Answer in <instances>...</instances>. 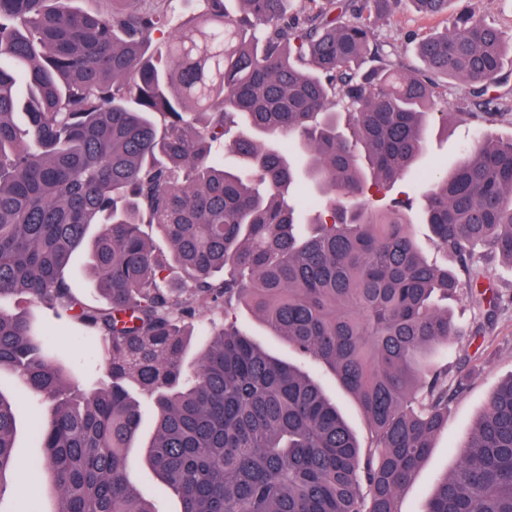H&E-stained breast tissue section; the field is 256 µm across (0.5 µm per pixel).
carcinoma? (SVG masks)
<instances>
[{"label": "carcinoma", "instance_id": "carcinoma-1", "mask_svg": "<svg viewBox=\"0 0 512 512\" xmlns=\"http://www.w3.org/2000/svg\"><path fill=\"white\" fill-rule=\"evenodd\" d=\"M107 2L0 0V371L19 384L0 390V500L24 404L54 512H159L131 479L145 399L143 460L179 512H400L488 363L438 362L461 335L448 300L468 289L483 338L512 302L482 290L512 263V139L416 182L450 267L369 193L425 153L439 82L488 96L512 38L465 0H194L187 18L181 0ZM404 3L459 5L414 68L375 35ZM77 251L101 303L68 273ZM16 296L97 340L105 379L80 386ZM239 309L313 369L263 349ZM204 310L224 320L199 329ZM318 370L357 401L368 445ZM423 512H512V377Z\"/></svg>", "mask_w": 512, "mask_h": 512}]
</instances>
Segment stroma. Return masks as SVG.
<instances>
[{"label":"stroma","instance_id":"1","mask_svg":"<svg viewBox=\"0 0 512 512\" xmlns=\"http://www.w3.org/2000/svg\"><path fill=\"white\" fill-rule=\"evenodd\" d=\"M452 14L424 16L413 9L398 10L377 24V38L393 48L407 65H416L410 39L429 35L452 26ZM439 96L447 102L453 116L448 121L438 119L428 124L426 153L416 165V176L435 171L438 166L454 168L465 151L475 150L479 140L512 136V64H507L501 81L492 94L489 109L479 108L464 100V93L456 82L440 83ZM38 326L51 331L60 345L73 349L76 366L86 378L95 375V354L98 345L81 339L74 330L56 327L51 313L38 309L34 312ZM491 352L488 368L476 375L468 387L452 402L448 423L437 435L430 455L421 466L412 484L399 497L401 512H423L439 480L454 470L460 458V449L471 435L478 416L482 413L491 389L512 377V311L500 315L491 337L486 338Z\"/></svg>","mask_w":512,"mask_h":512}]
</instances>
